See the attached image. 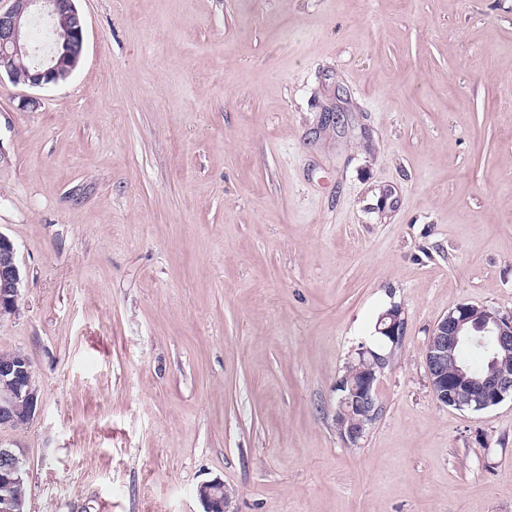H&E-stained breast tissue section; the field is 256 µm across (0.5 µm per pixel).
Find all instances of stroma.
I'll return each mask as SVG.
<instances>
[{"label":"stroma","mask_w":512,"mask_h":512,"mask_svg":"<svg viewBox=\"0 0 512 512\" xmlns=\"http://www.w3.org/2000/svg\"><path fill=\"white\" fill-rule=\"evenodd\" d=\"M77 7L66 84L0 82L28 512H512V399L424 363L457 305L512 312V0ZM394 305L355 448L336 386ZM377 332L380 334L379 336H383L385 343L390 345V351H394L402 345L405 336V321L399 306H391L379 316ZM198 496L205 506L204 512H231L228 510L232 493L220 480L203 484L197 490Z\"/></svg>","instance_id":"stroma-1"}]
</instances>
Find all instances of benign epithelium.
I'll use <instances>...</instances> for the list:
<instances>
[{
	"label": "benign epithelium",
	"mask_w": 512,
	"mask_h": 512,
	"mask_svg": "<svg viewBox=\"0 0 512 512\" xmlns=\"http://www.w3.org/2000/svg\"><path fill=\"white\" fill-rule=\"evenodd\" d=\"M0 7V80L29 88L57 86L78 68L84 49L85 22L76 0H8ZM41 19L52 37L41 60L33 67L20 64L33 48L31 21ZM22 284L21 270L12 241L0 233V321L14 316ZM390 350L403 343L405 321L396 305L383 312L377 323ZM492 341L487 367L480 373L458 364L463 346ZM388 356L362 346L346 366L340 380L336 425L340 436L357 446L379 412L377 384ZM424 362L435 399L456 409L481 411L512 397V313L462 303L450 310L433 328L424 350ZM38 393L30 358L23 352L0 356V429L26 426L35 416ZM27 475L21 451L0 444V489L23 483ZM205 512H230L231 492L220 480L197 490ZM23 498L0 494V512H24Z\"/></svg>",
	"instance_id": "benign-epithelium-1"
}]
</instances>
